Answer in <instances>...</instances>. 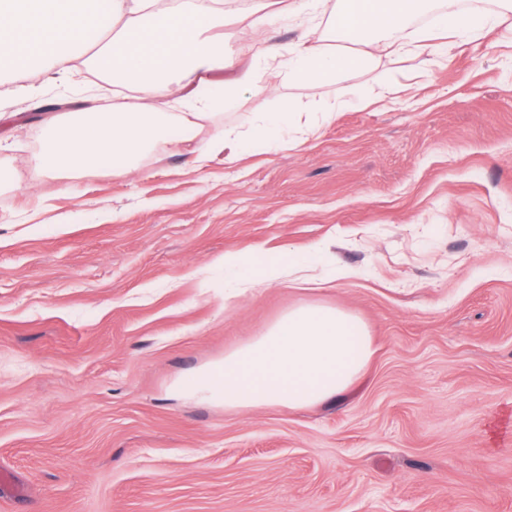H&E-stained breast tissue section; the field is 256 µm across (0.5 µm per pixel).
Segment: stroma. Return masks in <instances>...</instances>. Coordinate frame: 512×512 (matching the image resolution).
<instances>
[{
    "mask_svg": "<svg viewBox=\"0 0 512 512\" xmlns=\"http://www.w3.org/2000/svg\"><path fill=\"white\" fill-rule=\"evenodd\" d=\"M252 6L234 0L232 64L200 96L255 68ZM124 94L0 80V168L33 185L0 188V512H512V23L449 36L433 63L380 58L320 100L294 82L240 91L131 177L42 172L50 106ZM262 112L315 132L231 161L209 149L213 126L248 131ZM228 252L307 263L312 286L225 307ZM303 303L374 341L339 397L168 396Z\"/></svg>",
    "mask_w": 512,
    "mask_h": 512,
    "instance_id": "1",
    "label": "stroma"
}]
</instances>
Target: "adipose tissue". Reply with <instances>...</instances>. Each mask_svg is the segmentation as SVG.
Wrapping results in <instances>:
<instances>
[{"label":"adipose tissue","instance_id":"adipose-tissue-1","mask_svg":"<svg viewBox=\"0 0 512 512\" xmlns=\"http://www.w3.org/2000/svg\"><path fill=\"white\" fill-rule=\"evenodd\" d=\"M319 0H256L252 26L272 16L301 22L304 33L288 54L266 45L263 59L277 76L300 80L314 90L336 76L370 66L382 54L438 56L435 34L415 40L394 38L395 30L426 9L427 0H349L336 17L337 31L367 32L356 51L330 50L316 20ZM223 0H187L174 10L158 9L154 0H0V52L13 72L28 76L35 60L45 59L64 72L110 78L122 85L137 78L151 96L148 108L120 102L95 112H59L42 124V170L106 169L117 177L137 170L147 146L170 143L172 122L193 134L210 120L212 103L188 91L210 83L214 66L224 62V41L212 30L224 18ZM182 94L189 109L168 113L172 95Z\"/></svg>","mask_w":512,"mask_h":512}]
</instances>
